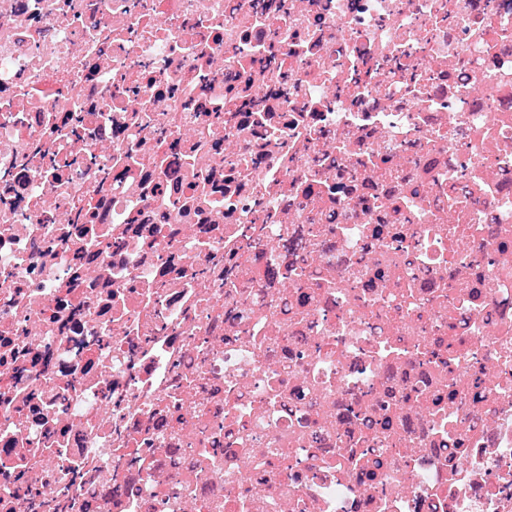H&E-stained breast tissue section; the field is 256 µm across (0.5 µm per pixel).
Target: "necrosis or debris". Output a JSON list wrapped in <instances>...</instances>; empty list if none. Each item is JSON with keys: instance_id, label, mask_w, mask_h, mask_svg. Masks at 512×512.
<instances>
[{"instance_id": "1", "label": "necrosis or debris", "mask_w": 512, "mask_h": 512, "mask_svg": "<svg viewBox=\"0 0 512 512\" xmlns=\"http://www.w3.org/2000/svg\"><path fill=\"white\" fill-rule=\"evenodd\" d=\"M0 512H512V0H0Z\"/></svg>"}]
</instances>
